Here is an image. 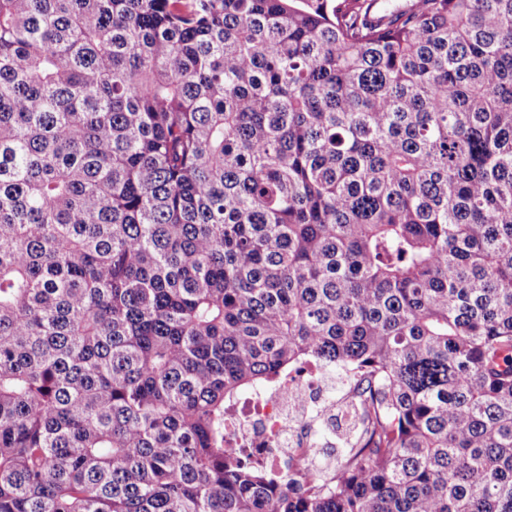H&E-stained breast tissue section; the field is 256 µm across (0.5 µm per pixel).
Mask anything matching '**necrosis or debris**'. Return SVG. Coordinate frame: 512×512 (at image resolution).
Returning a JSON list of instances; mask_svg holds the SVG:
<instances>
[{"mask_svg": "<svg viewBox=\"0 0 512 512\" xmlns=\"http://www.w3.org/2000/svg\"><path fill=\"white\" fill-rule=\"evenodd\" d=\"M336 418V384L329 373L268 387L231 410L228 438L262 457L275 471L298 473L319 446L326 422Z\"/></svg>", "mask_w": 512, "mask_h": 512, "instance_id": "4bbe7bcc", "label": "necrosis or debris"}]
</instances>
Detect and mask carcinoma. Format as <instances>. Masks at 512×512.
Wrapping results in <instances>:
<instances>
[{
    "label": "carcinoma",
    "mask_w": 512,
    "mask_h": 512,
    "mask_svg": "<svg viewBox=\"0 0 512 512\" xmlns=\"http://www.w3.org/2000/svg\"><path fill=\"white\" fill-rule=\"evenodd\" d=\"M0 512H512V0H0ZM329 373L336 375L337 383L339 369ZM329 373L268 387L239 400L231 410L229 440L262 457L274 471L295 474L309 468V458L320 447L322 427L336 420V397L341 393ZM303 430L307 436L300 435ZM284 460H290V468L283 467Z\"/></svg>",
    "instance_id": "obj_1"
}]
</instances>
